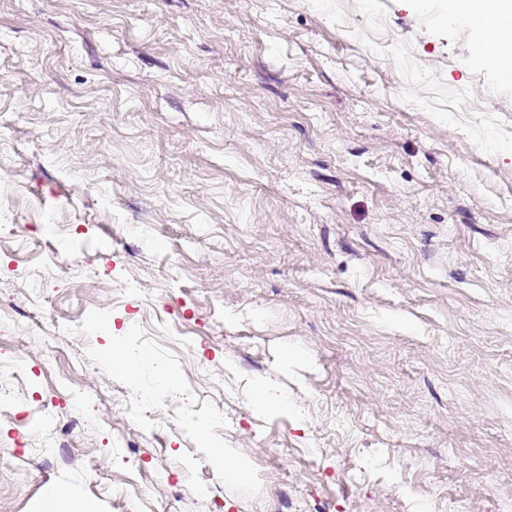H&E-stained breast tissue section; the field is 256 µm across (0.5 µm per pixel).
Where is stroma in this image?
<instances>
[{
	"mask_svg": "<svg viewBox=\"0 0 512 512\" xmlns=\"http://www.w3.org/2000/svg\"><path fill=\"white\" fill-rule=\"evenodd\" d=\"M430 9L0 0V512L512 506V83ZM253 405L258 409L274 408L288 409V394L275 391L264 384H256L253 395Z\"/></svg>",
	"mask_w": 512,
	"mask_h": 512,
	"instance_id": "35a3bbf8",
	"label": "stroma"
}]
</instances>
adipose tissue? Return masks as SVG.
<instances>
[{
  "instance_id": "adipose-tissue-1",
  "label": "adipose tissue",
  "mask_w": 512,
  "mask_h": 512,
  "mask_svg": "<svg viewBox=\"0 0 512 512\" xmlns=\"http://www.w3.org/2000/svg\"><path fill=\"white\" fill-rule=\"evenodd\" d=\"M456 9L480 33L487 58L512 73V0H454Z\"/></svg>"
}]
</instances>
